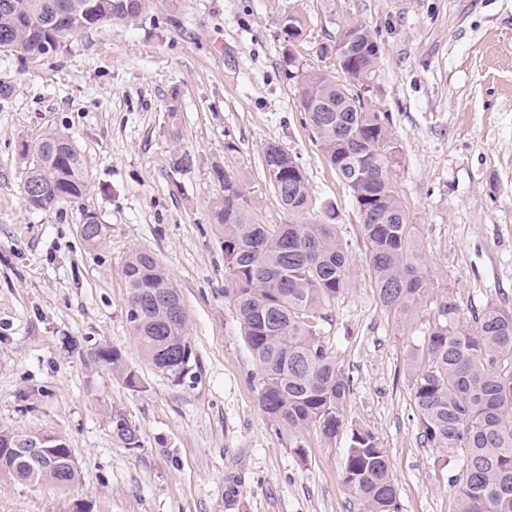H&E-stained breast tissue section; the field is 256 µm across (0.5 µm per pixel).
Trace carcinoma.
I'll return each mask as SVG.
<instances>
[{
	"mask_svg": "<svg viewBox=\"0 0 512 512\" xmlns=\"http://www.w3.org/2000/svg\"><path fill=\"white\" fill-rule=\"evenodd\" d=\"M153 0H0V52L21 59L45 58L77 33L105 22L127 21ZM370 45L339 61L337 69L357 79L374 71ZM299 104L327 101L323 121L304 113L327 164L347 188L361 218L365 259L381 307L407 315L433 302L437 315L424 333V363L411 381V398L421 422L420 443L458 453L454 480L456 512H512V315L495 305L460 321V304L431 288L422 254L398 193L389 188L396 139L384 112H350L346 86L316 70L295 75ZM32 152L23 184L25 202L47 210L61 201L80 202L88 187L81 151L65 134L50 131ZM268 164L281 171L273 185L289 224H259L256 199L235 177L216 172L222 194L212 219L223 235L224 270L244 341L260 368L257 400L272 424L288 431L314 426L326 438L345 427L353 381L322 342L326 308L348 287L349 260L336 225L310 220L304 172L281 144L266 145ZM83 240L103 237L98 217ZM128 288L127 318L144 355L168 380L181 383L198 368L187 321L172 317L182 304L179 288L154 255L134 250L123 267ZM90 358L112 366L130 387L138 377L121 353L103 346ZM112 433L125 447H141L138 429L115 415ZM47 439L38 459L14 451L24 440ZM0 476L69 486L78 468L66 440L50 430L31 433L0 425ZM343 484L365 512H399L397 490L385 448L368 429L351 431Z\"/></svg>",
	"mask_w": 512,
	"mask_h": 512,
	"instance_id": "1",
	"label": "carcinoma"
}]
</instances>
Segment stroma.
Returning <instances> with one entry per match:
<instances>
[{"mask_svg": "<svg viewBox=\"0 0 512 512\" xmlns=\"http://www.w3.org/2000/svg\"><path fill=\"white\" fill-rule=\"evenodd\" d=\"M289 14L302 30L291 43ZM352 25L380 47L365 94L389 116L392 180L434 288L464 318L488 304L512 314V0H155L52 57L0 53L12 87L0 97V424L63 436L80 474L69 487L0 478V512H365L341 478L352 428L386 448L400 512H454L459 460L421 445L410 398L436 307L382 309L358 209L298 103L297 72L335 74L320 49ZM49 131L81 150L90 187L81 202L34 210L22 147ZM271 142L303 168L310 219L333 215L348 245L350 286L328 309L323 342L353 392L348 428L331 440L271 425L224 293L214 171L240 179L259 223H288L264 167ZM183 153L191 166L174 168ZM86 209L104 227L95 248L80 235ZM135 249L181 292L199 364L184 383L154 371L127 320L122 267ZM101 345L121 352L138 387L89 360ZM115 414L140 448L113 435Z\"/></svg>", "mask_w": 512, "mask_h": 512, "instance_id": "35a3bbf8", "label": "stroma"}]
</instances>
